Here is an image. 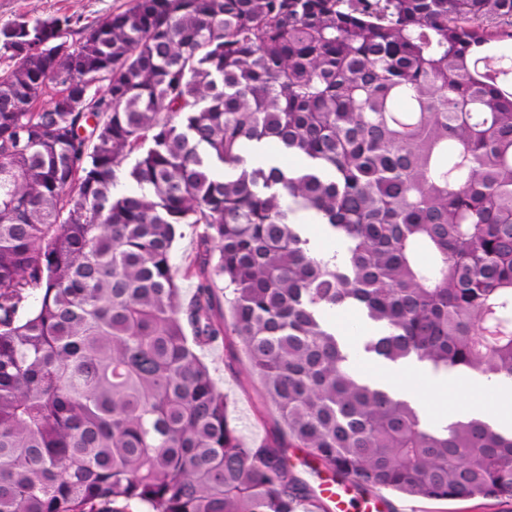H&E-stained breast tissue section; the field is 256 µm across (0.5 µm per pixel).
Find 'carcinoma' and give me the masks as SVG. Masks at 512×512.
I'll use <instances>...</instances> for the list:
<instances>
[{"label": "carcinoma", "mask_w": 512, "mask_h": 512, "mask_svg": "<svg viewBox=\"0 0 512 512\" xmlns=\"http://www.w3.org/2000/svg\"><path fill=\"white\" fill-rule=\"evenodd\" d=\"M10 30L0 512H294L290 448L362 487L512 499V430L423 424L324 319L377 324L364 351L389 363L512 378V0H132ZM82 93L110 111H68ZM270 142L304 166L248 164ZM229 335L283 436L247 445L229 419L196 353ZM198 255L199 246L196 230L186 226L183 236L176 238L172 251L173 263L177 271V282L181 288V298L185 303L190 301L195 288L194 280L183 279L181 271L194 260L197 261Z\"/></svg>", "instance_id": "carcinoma-1"}]
</instances>
